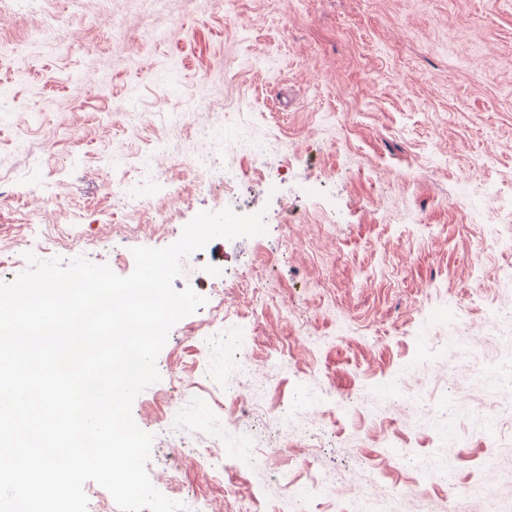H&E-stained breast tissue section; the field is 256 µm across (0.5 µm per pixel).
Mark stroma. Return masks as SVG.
<instances>
[{"label": "stroma", "mask_w": 512, "mask_h": 512, "mask_svg": "<svg viewBox=\"0 0 512 512\" xmlns=\"http://www.w3.org/2000/svg\"><path fill=\"white\" fill-rule=\"evenodd\" d=\"M1 41L32 64L0 59V282L30 253L126 276L198 212L264 215L174 281L207 303L132 404L160 493L235 512L316 477L304 512L391 487L401 512H512V0H0ZM116 175L152 208L131 218Z\"/></svg>", "instance_id": "1"}]
</instances>
